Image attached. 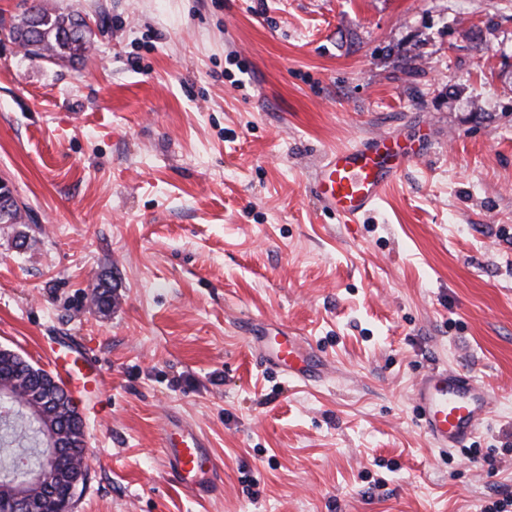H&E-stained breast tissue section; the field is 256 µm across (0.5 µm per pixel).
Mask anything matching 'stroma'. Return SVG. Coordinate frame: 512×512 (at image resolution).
Here are the masks:
<instances>
[{"label":"stroma","instance_id":"obj_1","mask_svg":"<svg viewBox=\"0 0 512 512\" xmlns=\"http://www.w3.org/2000/svg\"><path fill=\"white\" fill-rule=\"evenodd\" d=\"M93 25L74 62L0 33V347L42 366L76 336L105 407L79 404L74 512H488L512 499V0H43ZM380 132L427 153L358 220L313 166ZM112 284L108 307L91 289ZM319 347L266 368L249 330ZM437 368L492 393L462 449L419 424ZM222 479L164 471L167 416ZM284 341L266 348L265 363L277 368L288 377L318 380L324 377L326 360L322 353L311 346L303 347L297 337L283 336Z\"/></svg>","mask_w":512,"mask_h":512}]
</instances>
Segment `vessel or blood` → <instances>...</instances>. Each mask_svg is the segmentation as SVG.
Returning a JSON list of instances; mask_svg holds the SVG:
<instances>
[{
    "mask_svg": "<svg viewBox=\"0 0 512 512\" xmlns=\"http://www.w3.org/2000/svg\"><path fill=\"white\" fill-rule=\"evenodd\" d=\"M421 145L379 133L353 145L329 151L321 158L310 192L323 210L349 222L377 208L385 188L421 156ZM41 352L65 385L81 380L83 389L102 392L103 373L86 351L70 342L42 346ZM265 363L286 376L302 380L324 377L326 360L313 347L288 336L268 347ZM415 401L422 427L442 448L471 439L491 413L490 391L471 377L443 370L423 377ZM159 455L166 473L194 498L208 497L215 486L217 465L203 437L189 424L171 419L159 438Z\"/></svg>",
    "mask_w": 512,
    "mask_h": 512,
    "instance_id": "b4317fda",
    "label": "vessel or blood"
}]
</instances>
